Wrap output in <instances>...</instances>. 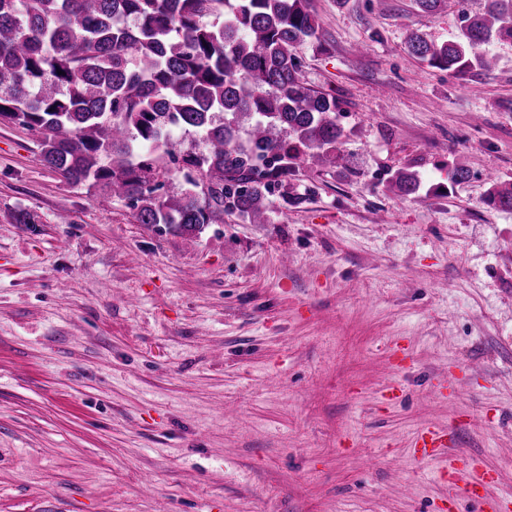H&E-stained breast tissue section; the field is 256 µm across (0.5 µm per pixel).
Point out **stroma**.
I'll return each instance as SVG.
<instances>
[{
	"label": "stroma",
	"mask_w": 512,
	"mask_h": 512,
	"mask_svg": "<svg viewBox=\"0 0 512 512\" xmlns=\"http://www.w3.org/2000/svg\"><path fill=\"white\" fill-rule=\"evenodd\" d=\"M309 5L302 77L340 101L346 160L269 223H138L0 122V512H476L452 456L512 496V211L487 199L512 181V42L458 75L405 38L446 41L483 0ZM428 424L458 441L421 460ZM388 183L391 190L396 191L399 196L405 198L415 197L421 188V181L418 175L405 169H397L392 172Z\"/></svg>",
	"instance_id": "obj_1"
}]
</instances>
